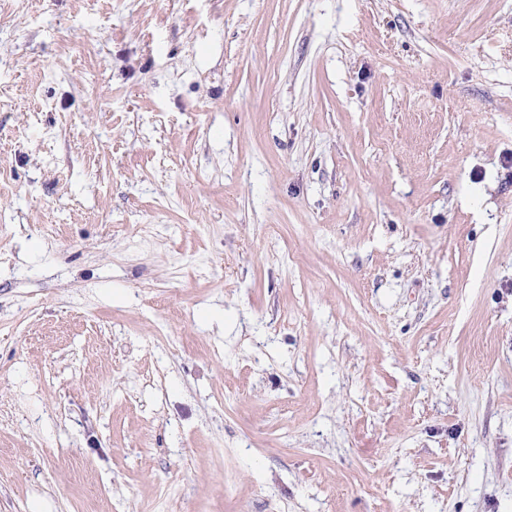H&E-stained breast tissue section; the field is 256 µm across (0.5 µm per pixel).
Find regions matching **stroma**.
I'll use <instances>...</instances> for the list:
<instances>
[{"instance_id":"35a3bbf8","label":"stroma","mask_w":512,"mask_h":512,"mask_svg":"<svg viewBox=\"0 0 512 512\" xmlns=\"http://www.w3.org/2000/svg\"><path fill=\"white\" fill-rule=\"evenodd\" d=\"M512 512V0H0V512Z\"/></svg>"}]
</instances>
